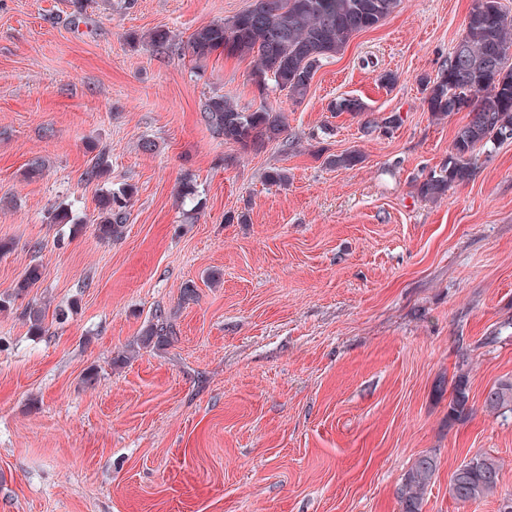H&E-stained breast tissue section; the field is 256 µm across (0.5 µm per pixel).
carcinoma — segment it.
Returning <instances> with one entry per match:
<instances>
[{
	"mask_svg": "<svg viewBox=\"0 0 512 512\" xmlns=\"http://www.w3.org/2000/svg\"><path fill=\"white\" fill-rule=\"evenodd\" d=\"M400 0H255L253 6L224 23L197 29L188 43L191 56L205 59L222 50L229 56H253L257 61L255 84L264 89L267 81L292 97L306 94L316 68L323 59L338 53L349 38L378 25L394 12ZM463 54L448 59L438 71L423 79L425 102L437 120L461 111L466 100L473 102L468 121L455 134L448 162L439 171L416 184L417 197L437 201L448 190L470 178L477 149L495 144L501 135L512 137V10L502 0H473L464 35L457 42ZM338 114H364L359 98L341 97L334 105ZM203 120L224 143L242 152L255 150L275 140L287 129L285 114L270 108L245 110L222 95L208 98ZM362 162L357 150L328 160L335 168L352 169ZM111 170L110 156L100 151L86 170L88 181L102 179ZM136 193L132 184L109 189L97 200L99 237L117 241L124 234L127 208ZM42 278L38 265L30 266L19 282L17 293L36 285ZM28 331L46 333L42 308L25 310ZM142 339L145 346L168 336L162 313L154 316ZM467 359H462L451 380L448 425L467 421L473 412ZM484 406L491 413L512 411V381L491 387ZM438 468L436 454L418 456L397 490L401 512H422L424 496ZM500 485V467L489 456L476 455L452 474L448 493L459 504L493 496Z\"/></svg>",
	"mask_w": 512,
	"mask_h": 512,
	"instance_id": "obj_1",
	"label": "carcinoma"
}]
</instances>
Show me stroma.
Listing matches in <instances>:
<instances>
[{
    "mask_svg": "<svg viewBox=\"0 0 512 512\" xmlns=\"http://www.w3.org/2000/svg\"><path fill=\"white\" fill-rule=\"evenodd\" d=\"M253 2L0 0V512H400L428 452L423 512H498L448 494L478 454L512 493V412L483 405L512 379V140L477 150L443 199L415 191L467 120L432 117L422 80L472 0H401L297 100L258 94L252 58L188 52ZM214 95L288 127L240 152L202 118ZM342 96L364 117L333 114ZM393 114V131L365 132ZM103 148L109 175L86 181ZM353 149L361 164L328 165ZM124 183L125 234L101 239L97 199ZM63 208L79 227L52 223ZM34 264L41 281L17 292ZM158 309L174 338L143 347ZM462 352L473 413L452 425L437 384ZM438 468V458L429 452L418 456L402 478L397 497L402 512H422L424 496Z\"/></svg>",
    "mask_w": 512,
    "mask_h": 512,
    "instance_id": "35a3bbf8",
    "label": "stroma"
}]
</instances>
